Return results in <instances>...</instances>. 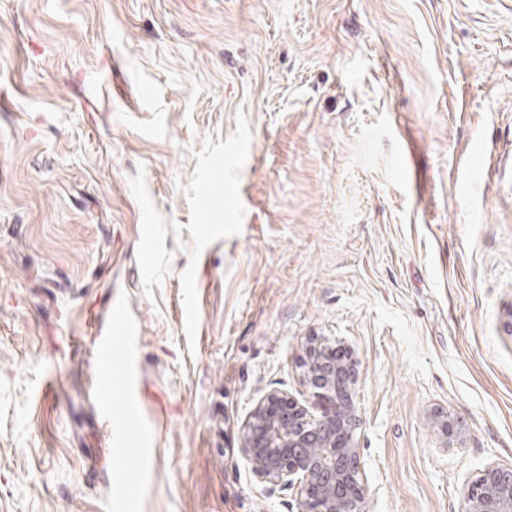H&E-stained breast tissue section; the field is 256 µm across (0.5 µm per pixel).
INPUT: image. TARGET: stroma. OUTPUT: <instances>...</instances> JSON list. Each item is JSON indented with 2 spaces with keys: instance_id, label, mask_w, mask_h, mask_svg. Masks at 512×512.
<instances>
[{
  "instance_id": "35a3bbf8",
  "label": "stroma",
  "mask_w": 512,
  "mask_h": 512,
  "mask_svg": "<svg viewBox=\"0 0 512 512\" xmlns=\"http://www.w3.org/2000/svg\"><path fill=\"white\" fill-rule=\"evenodd\" d=\"M312 337L369 512L512 464V0H0V512H298ZM312 339L305 378L310 405L277 391L261 398L246 421L242 451L260 483L297 488L300 512H366L369 486L360 467L363 416L357 402L361 360L354 348Z\"/></svg>"
}]
</instances>
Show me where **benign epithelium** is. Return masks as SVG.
Instances as JSON below:
<instances>
[{"label":"benign epithelium","instance_id":"1","mask_svg":"<svg viewBox=\"0 0 512 512\" xmlns=\"http://www.w3.org/2000/svg\"><path fill=\"white\" fill-rule=\"evenodd\" d=\"M312 339L306 346L305 378L314 401L302 404L285 393L261 398L246 421L242 451L259 482L297 489L299 512H367L369 486L360 467L363 416L357 402L361 360L346 346ZM434 425L448 448L460 436L454 420L440 413ZM464 512H512V465L492 462L468 489Z\"/></svg>","mask_w":512,"mask_h":512}]
</instances>
